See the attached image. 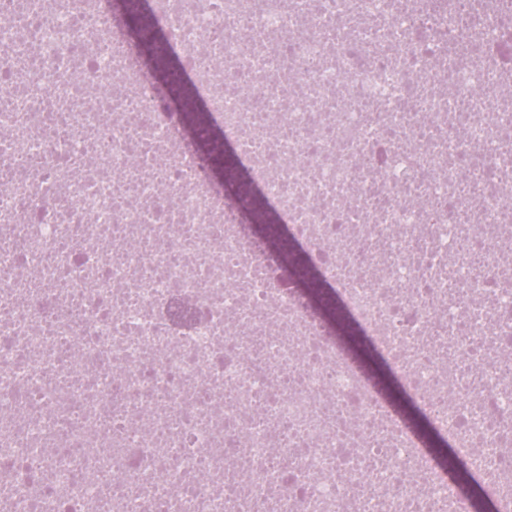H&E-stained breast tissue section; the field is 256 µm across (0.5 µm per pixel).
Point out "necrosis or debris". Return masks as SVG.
I'll return each instance as SVG.
<instances>
[{
  "instance_id": "necrosis-or-debris-1",
  "label": "necrosis or debris",
  "mask_w": 512,
  "mask_h": 512,
  "mask_svg": "<svg viewBox=\"0 0 512 512\" xmlns=\"http://www.w3.org/2000/svg\"><path fill=\"white\" fill-rule=\"evenodd\" d=\"M146 4L512 512V0ZM169 113L106 0H0V512H463Z\"/></svg>"
}]
</instances>
